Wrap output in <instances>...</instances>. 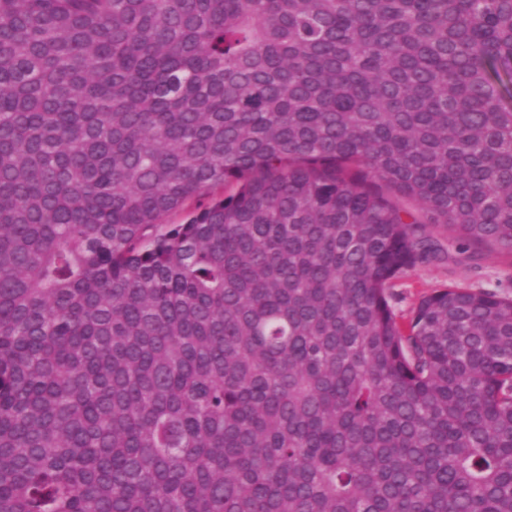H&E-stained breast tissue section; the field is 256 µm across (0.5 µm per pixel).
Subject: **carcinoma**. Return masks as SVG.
Masks as SVG:
<instances>
[{"label": "carcinoma", "mask_w": 512, "mask_h": 512, "mask_svg": "<svg viewBox=\"0 0 512 512\" xmlns=\"http://www.w3.org/2000/svg\"><path fill=\"white\" fill-rule=\"evenodd\" d=\"M511 97L512 0H0V512H512V298L387 294Z\"/></svg>", "instance_id": "obj_1"}]
</instances>
